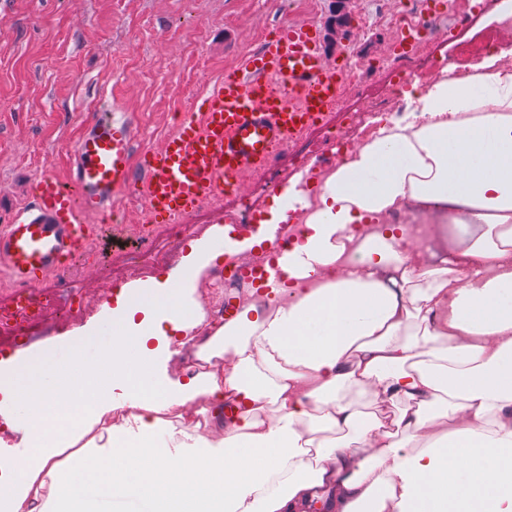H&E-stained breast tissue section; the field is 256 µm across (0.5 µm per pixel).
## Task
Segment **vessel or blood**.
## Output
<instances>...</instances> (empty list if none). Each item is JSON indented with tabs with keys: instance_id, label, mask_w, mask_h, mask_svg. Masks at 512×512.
<instances>
[{
	"instance_id": "obj_1",
	"label": "vessel or blood",
	"mask_w": 512,
	"mask_h": 512,
	"mask_svg": "<svg viewBox=\"0 0 512 512\" xmlns=\"http://www.w3.org/2000/svg\"><path fill=\"white\" fill-rule=\"evenodd\" d=\"M339 75L311 25L284 24L277 36L227 73L197 111L186 113L165 147L145 160L153 215L173 219L203 199L222 197L238 177L262 172L289 136L315 122L337 98ZM135 128L124 117L88 125L74 146L69 183L42 175L30 209L0 226V267L16 288L34 287L87 241L86 216L112 210L132 181Z\"/></svg>"
}]
</instances>
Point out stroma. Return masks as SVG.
Returning <instances> with one entry per match:
<instances>
[{
	"label": "stroma",
	"instance_id": "35a3bbf8",
	"mask_svg": "<svg viewBox=\"0 0 512 512\" xmlns=\"http://www.w3.org/2000/svg\"><path fill=\"white\" fill-rule=\"evenodd\" d=\"M407 0H0V225L29 205L38 177L52 172L69 181L73 146L97 111L118 108L130 115L136 137L131 163L134 182L116 201V223L92 217L87 256L70 266L73 291L87 309L72 321L53 324L46 338L28 345L0 336V354L35 357L51 350L65 355L83 331L106 333L111 300L96 301L105 283L126 285L127 254L137 248L170 252L169 260L144 277L181 276L188 246L175 247L170 223L150 219L140 176L146 157L160 150L178 129L183 113L224 75L258 49L284 23L310 24L321 36L328 63L377 61L392 52L400 31L374 22L366 30L337 28L336 14L374 13L377 4L404 10ZM435 39L425 52L432 66L420 79L427 84L452 65L459 42L481 35L486 16L459 18L457 8L437 0ZM399 78L365 70L361 91L344 93V112H328L324 127L284 146L262 177L248 174L235 192L207 198L183 223L192 243H214L243 206L268 211L272 200L256 183L275 181L285 191L297 180H316L335 159L330 136L342 130L359 142L357 127L345 112L362 110L368 97L383 96Z\"/></svg>",
	"mask_w": 512,
	"mask_h": 512
}]
</instances>
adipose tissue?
Masks as SVG:
<instances>
[{
  "label": "adipose tissue",
  "mask_w": 512,
  "mask_h": 512,
  "mask_svg": "<svg viewBox=\"0 0 512 512\" xmlns=\"http://www.w3.org/2000/svg\"><path fill=\"white\" fill-rule=\"evenodd\" d=\"M411 96L410 121L381 120L315 191L275 197L256 235L192 245L181 277L122 288L108 339L7 361L0 421L18 439L0 438V512L119 497L139 512H512V67L493 54ZM398 211L451 225L456 256L413 262ZM297 220L264 304L206 326L195 281ZM361 224L378 230L358 242ZM175 345L235 364L171 379L158 364ZM195 401L199 421L175 425Z\"/></svg>",
  "instance_id": "obj_1"
}]
</instances>
